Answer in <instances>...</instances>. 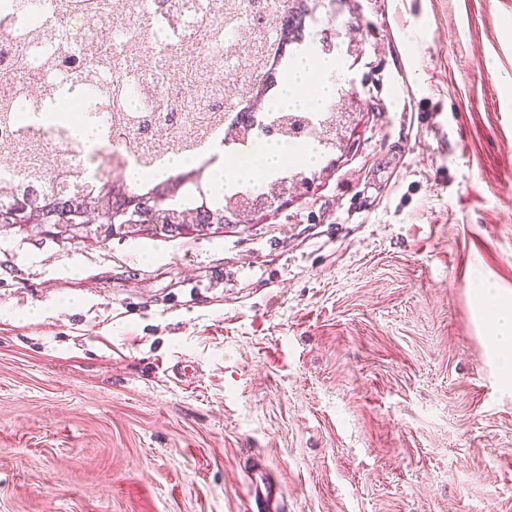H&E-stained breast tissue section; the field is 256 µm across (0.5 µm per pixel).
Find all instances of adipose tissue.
<instances>
[{
  "mask_svg": "<svg viewBox=\"0 0 512 512\" xmlns=\"http://www.w3.org/2000/svg\"><path fill=\"white\" fill-rule=\"evenodd\" d=\"M287 76L282 80L271 100L276 108L320 112L335 100L337 84L334 80L338 65L334 57L318 56L302 51L286 66ZM292 152L301 164L312 166L321 155L313 146L305 145L287 150L276 141H262L254 164L245 165L237 155L224 152V164L217 169L212 182L214 193H222L229 184H259L280 169L285 152ZM485 316L494 326L492 344L504 379L512 381V303L503 302L497 291L481 288L477 291Z\"/></svg>",
  "mask_w": 512,
  "mask_h": 512,
  "instance_id": "ef3b65f1",
  "label": "adipose tissue"
}]
</instances>
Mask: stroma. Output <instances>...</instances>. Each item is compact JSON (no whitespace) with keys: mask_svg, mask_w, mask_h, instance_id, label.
Here are the masks:
<instances>
[{"mask_svg":"<svg viewBox=\"0 0 512 512\" xmlns=\"http://www.w3.org/2000/svg\"><path fill=\"white\" fill-rule=\"evenodd\" d=\"M308 191L206 236L0 231V512H512V0H347ZM477 297L485 316L494 326L492 344L504 379L512 381V303L503 302L493 288H477Z\"/></svg>","mask_w":512,"mask_h":512,"instance_id":"1","label":"stroma"}]
</instances>
